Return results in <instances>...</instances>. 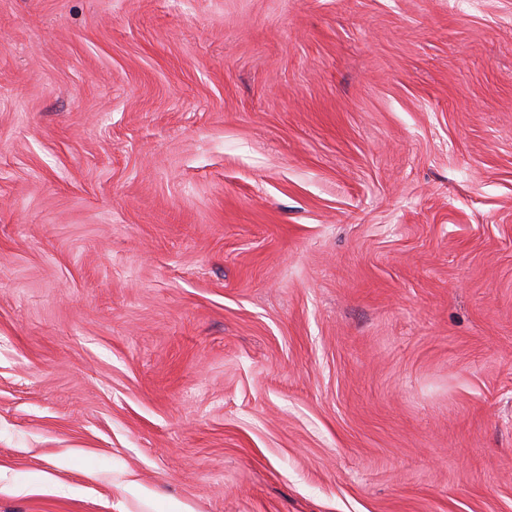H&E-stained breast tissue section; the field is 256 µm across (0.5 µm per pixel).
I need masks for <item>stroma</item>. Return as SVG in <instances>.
<instances>
[{
  "mask_svg": "<svg viewBox=\"0 0 512 512\" xmlns=\"http://www.w3.org/2000/svg\"><path fill=\"white\" fill-rule=\"evenodd\" d=\"M0 472L512 512V0H0Z\"/></svg>",
  "mask_w": 512,
  "mask_h": 512,
  "instance_id": "stroma-1",
  "label": "stroma"
}]
</instances>
